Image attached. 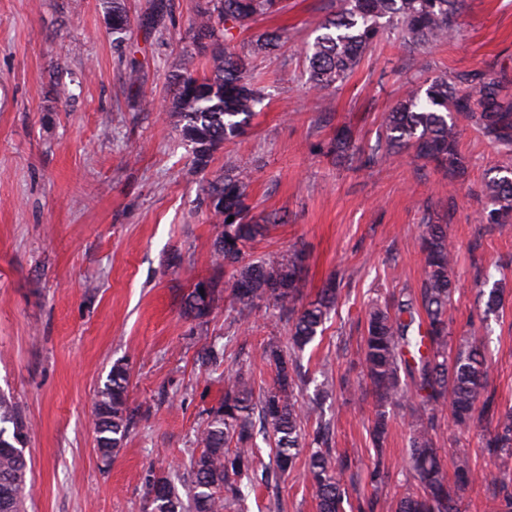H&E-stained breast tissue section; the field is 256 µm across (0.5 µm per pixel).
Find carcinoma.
Here are the masks:
<instances>
[{
  "mask_svg": "<svg viewBox=\"0 0 512 512\" xmlns=\"http://www.w3.org/2000/svg\"><path fill=\"white\" fill-rule=\"evenodd\" d=\"M462 0H342L329 12L306 50L310 87L325 91L342 84L362 63L366 53L384 39L400 40L404 49L419 53L460 35L457 16ZM283 9V0H201L196 9L192 45L209 63V75L179 72L171 76L168 112L193 162L204 171L224 143L248 133L264 94L250 75L246 58L229 50L233 31L253 30L259 18ZM146 21L161 32L172 23L171 0H153ZM112 33L121 35L128 17L121 0H112ZM283 33L266 30L256 35L257 50L272 52ZM475 118L482 134L499 149L512 153V98L499 81L474 72L448 77L439 73L421 85L411 84L382 118V137L366 153L351 146L348 130L336 129L326 154L361 168L411 150L435 164L452 180L466 165L459 152L460 132L453 113ZM249 175L232 158L224 172L200 184V203L219 219L214 243L217 269L231 270L225 287L210 279L195 284L183 299V315L206 319L224 302L238 320L265 309L272 318L288 322L287 344L269 341L262 358L274 369L273 383L255 389L247 364L224 371V398L208 412L197 433L199 453L190 458L186 496L168 476L146 478L147 512H226L241 505L247 490L279 486L303 466L308 489L318 512H343L348 491L343 483L347 464L330 447L331 417L325 403L332 392L331 370L315 376L298 361L306 347L323 332L341 294L329 281L318 296L300 303L305 253L290 249L271 260L248 261L247 249L267 238L270 230L287 223L278 214L253 215L247 203ZM481 195L486 207L479 222L502 232L512 227V168L487 177ZM234 220H229V217ZM422 263L418 291L402 290L366 314L361 364L375 407L371 429L375 456L370 479L380 483L388 474L384 441L390 412L412 402L407 467L413 484L396 504V512H457L460 492L483 477L469 456H455L458 483L448 485L434 437L435 417L448 408L461 432L475 421L492 425L484 448L502 475L512 472V408L499 407L487 394L489 364L483 341L469 332L459 337L448 355L450 310L455 294V250L447 226L427 220L420 236ZM484 321L499 314L500 282L479 289ZM128 370L112 365L94 401L93 428L97 451L106 463L124 447L128 433ZM313 423L312 434L305 424ZM28 421L14 398L0 393V512H25L27 475L25 455ZM273 449L270 462L258 463L260 444Z\"/></svg>",
  "mask_w": 512,
  "mask_h": 512,
  "instance_id": "cac0c4a2",
  "label": "carcinoma"
}]
</instances>
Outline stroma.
<instances>
[{"mask_svg": "<svg viewBox=\"0 0 512 512\" xmlns=\"http://www.w3.org/2000/svg\"><path fill=\"white\" fill-rule=\"evenodd\" d=\"M124 4L130 26L118 41L107 0H0V391L29 423L27 512H142L147 475L186 463L208 411L224 397L225 368L243 358L257 385L271 383L261 351L270 337L287 339L286 323L259 309L240 336L224 307L202 325L182 314L184 293L214 273L217 222L198 192L226 158L250 171L255 211L288 215L251 257L302 248L306 303L331 275L341 278L337 313L303 354L309 371L328 362L334 377L360 380L367 306L419 289L426 220L447 225L456 248L453 336L482 326L479 276L505 279L512 290V232L478 221L486 174L512 160L465 115L455 121L467 169L454 182L410 152L364 170L325 153L340 125L357 145L375 144L382 114L405 85L431 74L480 71L512 89V0H464L455 42L419 55L377 46L341 86L321 94L307 83L302 50L331 0H285L254 32L234 36L266 99L249 135L225 143L205 172L166 108L172 72H207L191 53L198 0H173L176 23L163 34L142 24L152 0ZM274 28L287 31L279 51H257L255 32ZM134 66L142 77L136 90L128 84ZM484 342L488 392L512 407V297ZM210 344L225 347L226 357L206 368L198 355ZM118 360L129 374L130 427L106 464L91 419L96 391ZM330 405L351 503L375 494L376 512H394L409 480V408L391 414L389 473L374 490L371 399L339 392ZM436 433L445 467L464 450L488 475L465 491L462 512H495L502 489L483 451L485 424L461 433L442 412ZM264 506L317 512L299 469L277 490H258L244 512Z\"/></svg>", "mask_w": 512, "mask_h": 512, "instance_id": "obj_1", "label": "stroma"}]
</instances>
